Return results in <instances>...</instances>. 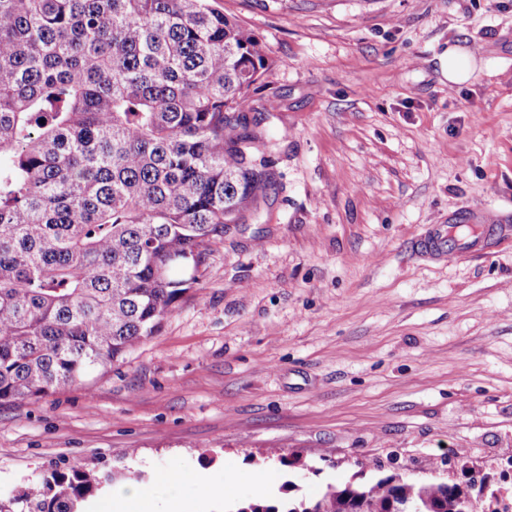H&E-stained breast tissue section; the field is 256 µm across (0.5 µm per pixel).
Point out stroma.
I'll return each instance as SVG.
<instances>
[{"mask_svg": "<svg viewBox=\"0 0 512 512\" xmlns=\"http://www.w3.org/2000/svg\"><path fill=\"white\" fill-rule=\"evenodd\" d=\"M265 46L253 95L275 180L211 243L158 335L37 401L0 405V493L73 466L83 506L220 484L208 512L392 474L493 489L512 461V237L420 259L482 207L512 219V0H215ZM472 54L449 85L439 58ZM281 460H268L269 449ZM238 473L225 483L224 473Z\"/></svg>", "mask_w": 512, "mask_h": 512, "instance_id": "35a3bbf8", "label": "stroma"}]
</instances>
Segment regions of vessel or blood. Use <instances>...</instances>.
Returning a JSON list of instances; mask_svg holds the SVG:
<instances>
[{
	"instance_id": "vessel-or-blood-1",
	"label": "vessel or blood",
	"mask_w": 512,
	"mask_h": 512,
	"mask_svg": "<svg viewBox=\"0 0 512 512\" xmlns=\"http://www.w3.org/2000/svg\"><path fill=\"white\" fill-rule=\"evenodd\" d=\"M476 234L467 239L456 238L447 225L432 224L413 241V249L419 256L431 261H444L472 251L485 250L497 238L512 234V226L500 223L496 215L485 210L473 212Z\"/></svg>"
}]
</instances>
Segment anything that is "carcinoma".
Returning <instances> with one entry per match:
<instances>
[{
  "label": "carcinoma",
  "mask_w": 512,
  "mask_h": 512,
  "mask_svg": "<svg viewBox=\"0 0 512 512\" xmlns=\"http://www.w3.org/2000/svg\"><path fill=\"white\" fill-rule=\"evenodd\" d=\"M270 61L211 0H0V401L105 369L194 284L209 242L273 186L248 113ZM54 472L0 512H82ZM387 476L234 512H486Z\"/></svg>",
  "instance_id": "cac0c4a2"
}]
</instances>
